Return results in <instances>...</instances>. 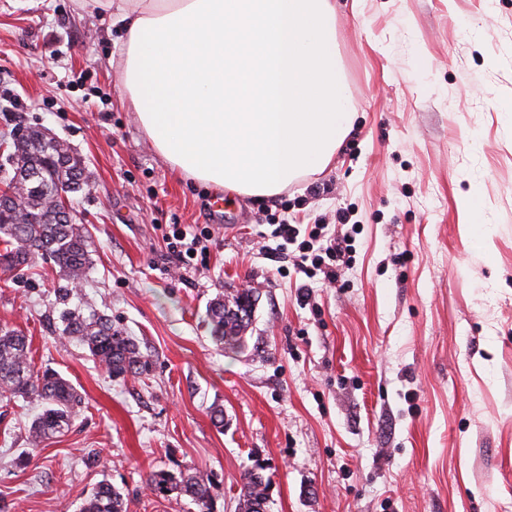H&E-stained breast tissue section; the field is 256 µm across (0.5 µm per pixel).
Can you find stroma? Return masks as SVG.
<instances>
[{"mask_svg":"<svg viewBox=\"0 0 512 512\" xmlns=\"http://www.w3.org/2000/svg\"><path fill=\"white\" fill-rule=\"evenodd\" d=\"M335 2L352 131L323 172L216 216L215 189L140 130L108 17L0 0V164L25 127L82 159V297L152 357L111 378L50 326L51 261L0 269V326L82 397L71 432L35 451L36 404L0 400V512H79L103 481L130 512H197L151 495L153 469L213 473L216 512H237L258 466L267 512H512V0ZM283 223L351 236L336 284L297 266ZM173 224L211 226L197 270L169 253ZM242 289L253 321L227 354L207 309Z\"/></svg>","mask_w":512,"mask_h":512,"instance_id":"obj_1","label":"stroma"}]
</instances>
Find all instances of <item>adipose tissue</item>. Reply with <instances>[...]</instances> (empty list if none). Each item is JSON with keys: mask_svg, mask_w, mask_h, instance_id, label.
Instances as JSON below:
<instances>
[{"mask_svg": "<svg viewBox=\"0 0 512 512\" xmlns=\"http://www.w3.org/2000/svg\"><path fill=\"white\" fill-rule=\"evenodd\" d=\"M80 2L123 31V94L180 175L271 197L351 129L332 0Z\"/></svg>", "mask_w": 512, "mask_h": 512, "instance_id": "1", "label": "adipose tissue"}]
</instances>
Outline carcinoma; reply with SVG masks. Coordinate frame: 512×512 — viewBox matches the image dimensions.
<instances>
[{
  "label": "carcinoma",
  "instance_id": "obj_1",
  "mask_svg": "<svg viewBox=\"0 0 512 512\" xmlns=\"http://www.w3.org/2000/svg\"><path fill=\"white\" fill-rule=\"evenodd\" d=\"M13 176L0 191V267L11 270L34 256H47L67 285L55 290L53 311L61 323L59 334L82 347L109 375L137 376L151 367L149 356L112 319L83 302L81 286L91 268L90 233L76 223L61 193L71 186L88 185L81 159L63 141L29 128L16 139L8 155ZM254 292L245 289L210 302L208 317L216 344L234 351L242 348L251 324ZM0 397L37 400L42 410L31 421L29 444L66 435L73 426L81 396L60 373L35 367L27 336L15 328H0ZM146 488L155 496L188 497L198 512H214L216 481L200 470L177 475L150 471ZM271 483L258 470L244 473L238 494V512H267ZM123 493L99 483L84 500L80 512H128Z\"/></svg>",
  "mask_w": 512,
  "mask_h": 512
}]
</instances>
